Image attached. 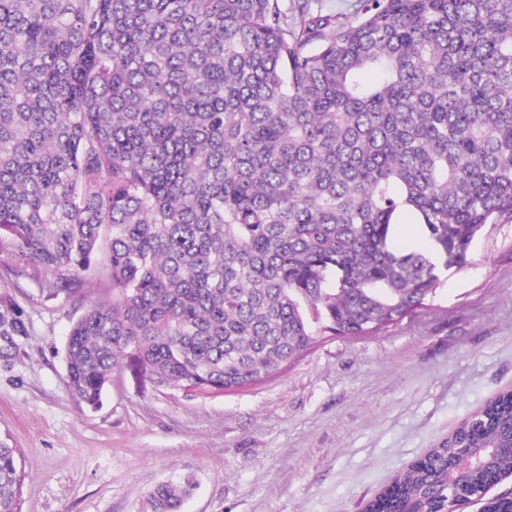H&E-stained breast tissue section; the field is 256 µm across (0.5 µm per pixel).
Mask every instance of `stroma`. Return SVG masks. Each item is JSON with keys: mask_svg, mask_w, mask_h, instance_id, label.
Segmentation results:
<instances>
[{"mask_svg": "<svg viewBox=\"0 0 512 512\" xmlns=\"http://www.w3.org/2000/svg\"><path fill=\"white\" fill-rule=\"evenodd\" d=\"M106 288L50 296L0 243V437L26 470L22 512H146L193 476L182 512H362L497 393L512 389V218L427 307L373 336H323L264 381L200 396L156 385L133 359L93 410L71 394L65 343Z\"/></svg>", "mask_w": 512, "mask_h": 512, "instance_id": "1", "label": "stroma"}]
</instances>
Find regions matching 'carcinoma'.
<instances>
[{
    "label": "carcinoma",
    "mask_w": 512,
    "mask_h": 512,
    "mask_svg": "<svg viewBox=\"0 0 512 512\" xmlns=\"http://www.w3.org/2000/svg\"><path fill=\"white\" fill-rule=\"evenodd\" d=\"M506 216L512 0H359L352 22L308 0H0V239L53 295L112 289L65 346L89 407L130 353L161 387L224 393L325 333L385 331ZM406 218L424 247H394ZM511 448L507 390L365 512L473 504ZM24 479L0 439V512ZM192 488L157 485L151 512Z\"/></svg>",
    "instance_id": "1"
}]
</instances>
